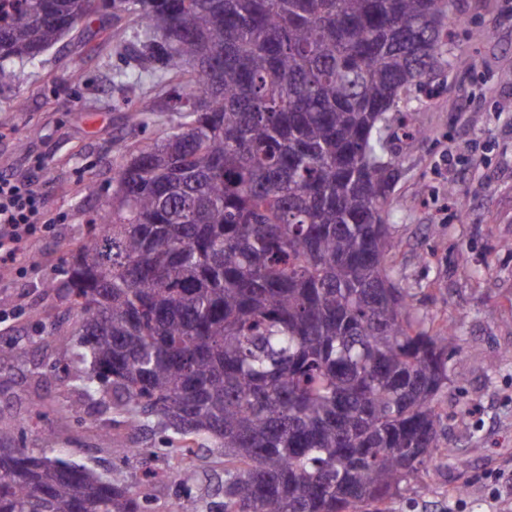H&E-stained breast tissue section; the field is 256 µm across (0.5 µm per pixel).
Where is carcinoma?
Listing matches in <instances>:
<instances>
[{"label": "carcinoma", "mask_w": 512, "mask_h": 512, "mask_svg": "<svg viewBox=\"0 0 512 512\" xmlns=\"http://www.w3.org/2000/svg\"><path fill=\"white\" fill-rule=\"evenodd\" d=\"M95 0H0L1 62H32ZM179 121L134 142L63 268L78 338L53 366L133 426L224 465L221 512H366L450 456L431 335L386 264L385 132L460 55L448 0H111ZM0 512H148L120 477L13 447Z\"/></svg>", "instance_id": "carcinoma-1"}]
</instances>
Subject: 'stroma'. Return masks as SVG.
Masks as SVG:
<instances>
[{
  "instance_id": "stroma-1",
  "label": "stroma",
  "mask_w": 512,
  "mask_h": 512,
  "mask_svg": "<svg viewBox=\"0 0 512 512\" xmlns=\"http://www.w3.org/2000/svg\"><path fill=\"white\" fill-rule=\"evenodd\" d=\"M455 3L450 51L472 65L440 67L408 95L425 136L390 143L397 172L389 224L399 248L388 265L427 330L451 325L461 337L441 406L448 445L466 464L436 459L382 512H448L453 504L493 512L495 488L512 500V0ZM485 26L490 38L476 40ZM143 38L132 18L101 6L39 62L6 64L0 79V174L35 182L53 219L30 237L25 258L0 263V430H18L34 453L50 438L56 456L119 473L150 512H217L224 468L213 455L201 449L193 460L202 482L175 483L186 460L167 433L129 430L96 400L76 420L66 407L77 388L51 370L73 341V321L62 315L63 259L111 204L127 145L178 122L165 84L132 57ZM18 345L26 361L16 359ZM37 397L48 418L35 416ZM112 437L148 449L149 461L114 457ZM148 468L156 478L145 477Z\"/></svg>"
}]
</instances>
